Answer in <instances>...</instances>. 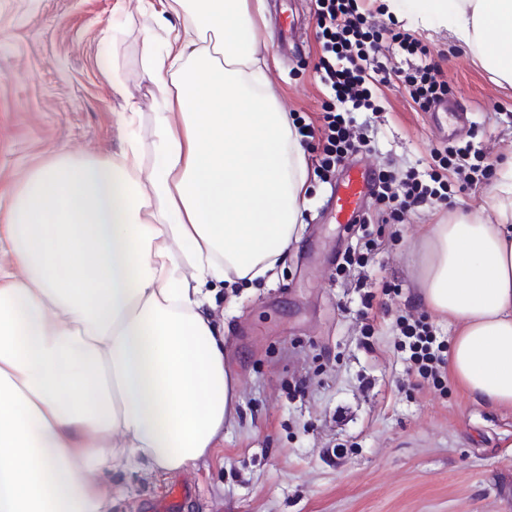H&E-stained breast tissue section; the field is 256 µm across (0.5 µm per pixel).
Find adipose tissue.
Listing matches in <instances>:
<instances>
[{"instance_id": "ef3b65f1", "label": "adipose tissue", "mask_w": 512, "mask_h": 512, "mask_svg": "<svg viewBox=\"0 0 512 512\" xmlns=\"http://www.w3.org/2000/svg\"><path fill=\"white\" fill-rule=\"evenodd\" d=\"M149 180L138 149L61 157L0 206V512H110L107 472L166 475L224 440L237 381L211 302L273 280L299 240L307 150L264 80L251 0H167ZM512 84V0H387ZM483 212L430 225L420 299L467 393L512 409V164Z\"/></svg>"}]
</instances>
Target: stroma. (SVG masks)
<instances>
[{
  "instance_id": "1",
  "label": "stroma",
  "mask_w": 512,
  "mask_h": 512,
  "mask_svg": "<svg viewBox=\"0 0 512 512\" xmlns=\"http://www.w3.org/2000/svg\"><path fill=\"white\" fill-rule=\"evenodd\" d=\"M161 0H0V195L56 153L117 158L128 139L142 174L156 157L157 90L141 67L142 41ZM377 24H397L443 57L467 127L441 133L444 115L416 111L389 87L377 112L352 118L371 142L377 169L427 172L432 150L471 143L503 170L512 155V85L497 82L442 26L367 5ZM294 17L299 48L283 52L280 22ZM268 85L279 108L318 122L325 97L315 73L319 46L312 0H264ZM299 241L271 283L237 281L214 295L224 319V362L238 381L235 419L208 458L156 478L117 471L112 512H149L172 486L193 481L183 512H512V409H495L455 380L415 388L409 352L394 330L397 310L426 314L434 336L451 330L418 299L429 225L484 204L488 186L452 195L451 207L382 224L386 242L365 269L396 284L371 328L365 297L336 274L345 249L362 245L335 223L331 185L308 179Z\"/></svg>"
}]
</instances>
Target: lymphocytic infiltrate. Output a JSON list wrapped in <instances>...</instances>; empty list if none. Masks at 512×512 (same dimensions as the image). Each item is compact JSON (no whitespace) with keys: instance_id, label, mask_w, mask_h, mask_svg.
<instances>
[{"instance_id":"1","label":"lymphocytic infiltrate","mask_w":512,"mask_h":512,"mask_svg":"<svg viewBox=\"0 0 512 512\" xmlns=\"http://www.w3.org/2000/svg\"><path fill=\"white\" fill-rule=\"evenodd\" d=\"M314 5L322 48L315 69L323 90L334 100V108L324 113L321 126L306 124L299 132L317 138L313 169L327 177L349 158L368 151L369 141L354 129L350 115L375 110L377 90L398 82L416 110L428 112L447 99L449 89L441 62L432 57L426 45L408 32L375 27L361 0H314ZM386 51L416 56L420 62L409 69L386 68L378 61L379 54ZM469 151L466 145L432 151L433 165L425 176L410 172L399 179L392 172L379 171L374 206L364 211L362 223H404L418 209L433 210L447 202L451 188L464 191L490 179L493 163L464 164ZM396 326L418 376L435 381L444 377L448 357L423 316H398Z\"/></svg>"}]
</instances>
